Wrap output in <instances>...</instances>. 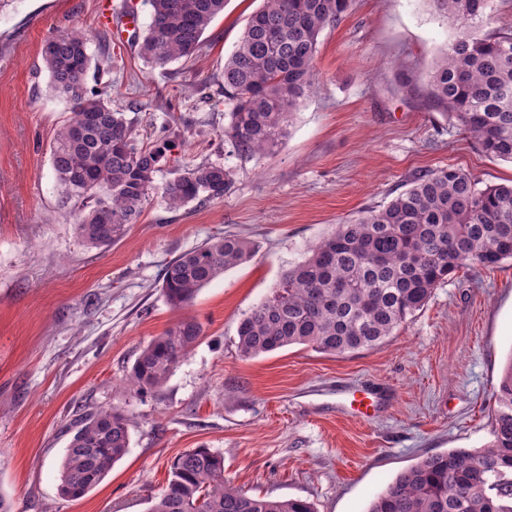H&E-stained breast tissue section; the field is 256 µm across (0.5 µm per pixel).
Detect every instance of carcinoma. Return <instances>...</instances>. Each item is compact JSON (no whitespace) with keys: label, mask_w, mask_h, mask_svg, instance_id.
<instances>
[{"label":"carcinoma","mask_w":512,"mask_h":512,"mask_svg":"<svg viewBox=\"0 0 512 512\" xmlns=\"http://www.w3.org/2000/svg\"><path fill=\"white\" fill-rule=\"evenodd\" d=\"M351 0H264L225 60L224 98L232 104L224 136L249 158L273 150L315 81L319 36L339 22ZM441 24L457 27L428 74L431 107L453 117L490 157L512 162V27L478 37L490 0H430ZM151 22L140 54L153 67L195 56L225 0H149ZM89 39L80 31L45 41L48 88L71 117L52 147L62 203L76 231L94 248L119 241L145 204L159 194L172 208L224 196L231 173L202 162L157 185L164 151L138 139L125 113L112 108L108 87L87 89ZM255 245L226 235L171 261L162 292L176 309L225 271L245 263ZM512 259V183L478 187L448 167L420 174L385 206L369 208L336 228L295 267L270 297L239 322L238 348L255 357L291 345L344 355L383 343L433 291L465 266ZM202 326L179 318L145 346L127 377L136 392L161 389ZM491 440L477 449L429 455L401 472L367 512H512V361L495 393ZM130 419L117 408L84 414L60 467V492L78 499L95 489L129 448ZM148 512H314L299 498L253 497L224 479V458L208 448L177 456L167 486Z\"/></svg>","instance_id":"cac0c4a2"}]
</instances>
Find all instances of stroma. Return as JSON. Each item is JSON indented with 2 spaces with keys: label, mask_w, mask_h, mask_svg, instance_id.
I'll list each match as a JSON object with an SVG mask.
<instances>
[{
  "label": "stroma",
  "mask_w": 512,
  "mask_h": 512,
  "mask_svg": "<svg viewBox=\"0 0 512 512\" xmlns=\"http://www.w3.org/2000/svg\"><path fill=\"white\" fill-rule=\"evenodd\" d=\"M96 0H7L0 6V495L11 512H147L174 458L207 448L224 477L252 496L301 498L315 512H367L373 498L424 457L482 447L494 390L512 360V260L451 274L428 303L373 348L329 355L292 345L255 358L237 327L281 275L336 224L386 205L418 174L448 165L481 185L512 182V163L486 155L454 118L428 104L427 72L455 31L431 0H352L319 36L312 92L272 150L239 157L224 141L231 104L224 61L263 0H226L198 54L165 67L138 56L148 0L127 45L102 46ZM81 30L94 60L88 85L112 88L144 144L165 126L174 146L157 183L218 162L232 173L223 198L146 204L123 239L87 246L60 202L51 166L69 106L47 89L41 47ZM413 76L409 87L398 66ZM234 234L255 254L202 288L188 314L195 346L158 391L126 377L140 351L178 317L162 290L165 267L213 238ZM383 407L357 420L341 408L366 386ZM116 407L130 443L102 483L72 500L59 491L70 424Z\"/></svg>",
  "instance_id": "stroma-1"
}]
</instances>
